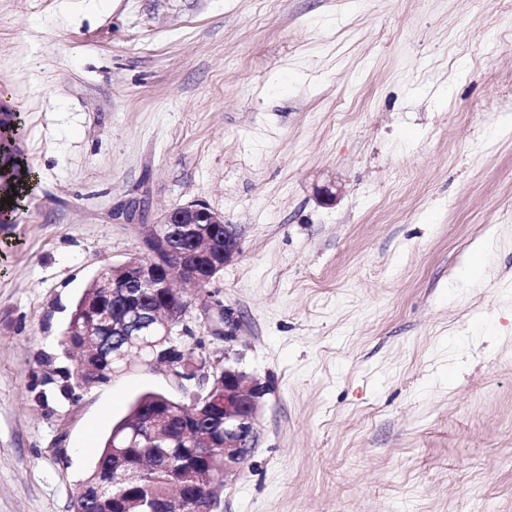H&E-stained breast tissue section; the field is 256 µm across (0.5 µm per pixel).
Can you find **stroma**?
<instances>
[{
	"instance_id": "stroma-1",
	"label": "stroma",
	"mask_w": 512,
	"mask_h": 512,
	"mask_svg": "<svg viewBox=\"0 0 512 512\" xmlns=\"http://www.w3.org/2000/svg\"><path fill=\"white\" fill-rule=\"evenodd\" d=\"M86 3L0 0L38 175L0 223V512H69L141 394L189 400L160 367L74 401L46 376L191 201L239 233L208 286L238 327L186 323L268 386L217 512H512V0Z\"/></svg>"
}]
</instances>
